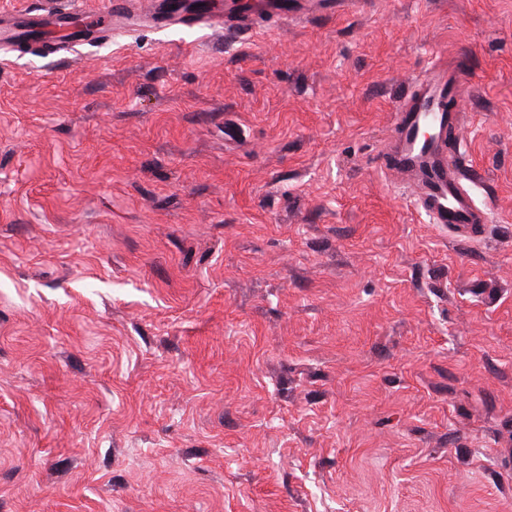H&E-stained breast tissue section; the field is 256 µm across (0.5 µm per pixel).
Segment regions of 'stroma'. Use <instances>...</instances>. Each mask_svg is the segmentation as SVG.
I'll list each match as a JSON object with an SVG mask.
<instances>
[{
	"instance_id": "obj_1",
	"label": "stroma",
	"mask_w": 512,
	"mask_h": 512,
	"mask_svg": "<svg viewBox=\"0 0 512 512\" xmlns=\"http://www.w3.org/2000/svg\"><path fill=\"white\" fill-rule=\"evenodd\" d=\"M441 54L473 239L374 161ZM0 512H512V0L0 50Z\"/></svg>"
}]
</instances>
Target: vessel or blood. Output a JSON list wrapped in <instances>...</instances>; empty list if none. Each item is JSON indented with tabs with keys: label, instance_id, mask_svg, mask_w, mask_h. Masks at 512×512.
Listing matches in <instances>:
<instances>
[{
	"label": "vessel or blood",
	"instance_id": "b4317fda",
	"mask_svg": "<svg viewBox=\"0 0 512 512\" xmlns=\"http://www.w3.org/2000/svg\"><path fill=\"white\" fill-rule=\"evenodd\" d=\"M130 0H110L106 15L86 16L79 37L92 40L111 36V18L128 14ZM358 0H251L238 9L225 0L223 11L200 6L198 0H150L144 18L154 28L193 25L243 35L269 21L287 22L303 11L318 8L332 15L351 12ZM40 19L26 12L0 15V46L25 44L37 47ZM463 58L440 59L425 74L411 79L394 109L387 136L381 140L375 160L381 172L398 177L408 204L421 211L429 223L453 226L476 234L487 215L474 202L469 189L472 175L465 170L455 143L466 110L462 79Z\"/></svg>",
	"mask_w": 512,
	"mask_h": 512
}]
</instances>
